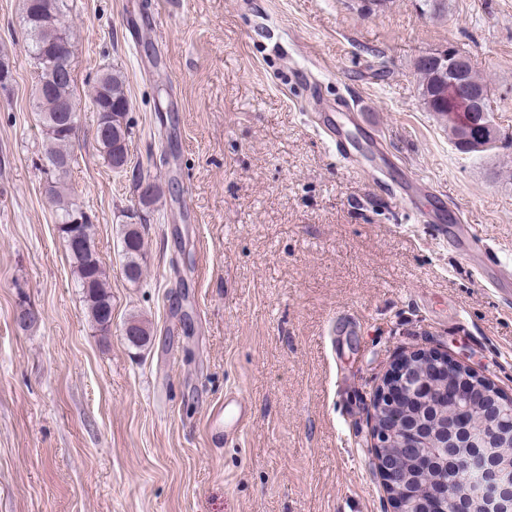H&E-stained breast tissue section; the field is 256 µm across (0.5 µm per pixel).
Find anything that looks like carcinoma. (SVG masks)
<instances>
[{
	"instance_id": "obj_1",
	"label": "carcinoma",
	"mask_w": 512,
	"mask_h": 512,
	"mask_svg": "<svg viewBox=\"0 0 512 512\" xmlns=\"http://www.w3.org/2000/svg\"><path fill=\"white\" fill-rule=\"evenodd\" d=\"M37 0H23L24 36L29 51L34 59L40 77H45L52 60L50 50L60 44L64 45L65 53L73 56L72 35L66 29L55 28L51 19L36 13ZM414 69L419 76L420 94L425 107L439 116L445 115L442 102L428 98L427 91L433 84L432 70L414 62ZM75 80L69 76L56 79L47 86L35 89V109L39 112L42 133V163L47 165L44 173L54 179L50 192L57 207V221L66 243V250L73 263L78 288L81 289L87 305V314L92 326L102 336H107L112 327V296L108 291L105 270L95 251L93 242V224L90 216L77 204L71 202L62 183L69 175L75 162L74 135L54 125L56 116L66 110L72 122H77L79 102L75 93ZM91 103L99 113L95 137L108 166L117 171L126 170L130 163L129 128L125 123L129 100L125 95L120 77L110 70L100 73L95 81L91 95ZM124 264L122 273L131 284L138 283L143 275L144 237L143 225L126 224L122 229L121 238ZM137 331V335L128 338L131 346L144 349L150 346L152 331L148 321L133 315L126 320ZM424 395L419 390L413 391V401L408 410L413 415L423 410L430 411L432 419L448 422V427L455 422L465 407V403L440 404L436 401H423ZM498 408V417L506 422L512 420V407L495 406V400L488 396L483 402L475 403L469 412V421L473 430H481L482 418L491 415L493 408ZM417 451L432 459L439 466L453 455V449L434 448L421 438L416 441ZM395 464L401 474L415 484V489L424 497H434L436 479L442 473L434 472L427 477L418 472L417 463L407 449L394 447L390 449Z\"/></svg>"
}]
</instances>
